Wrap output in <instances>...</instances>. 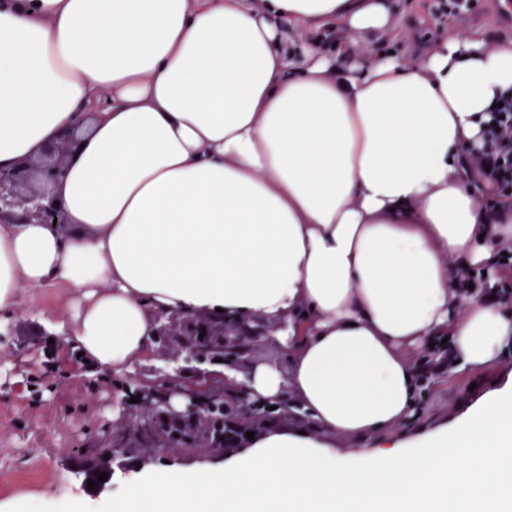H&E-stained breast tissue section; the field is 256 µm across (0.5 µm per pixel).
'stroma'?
Returning a JSON list of instances; mask_svg holds the SVG:
<instances>
[{
    "label": "stroma",
    "mask_w": 512,
    "mask_h": 512,
    "mask_svg": "<svg viewBox=\"0 0 512 512\" xmlns=\"http://www.w3.org/2000/svg\"><path fill=\"white\" fill-rule=\"evenodd\" d=\"M395 5L405 30L435 34L491 27L512 35V22L501 18L512 0H475L470 12L450 20L438 17V0H395ZM71 295L61 282L21 289L14 311L0 319V503L15 502L23 512H113V500L145 468L220 466L221 448H153L116 459L106 489H89L104 449L112 445L115 398L135 382H156L163 353L150 346L148 355L120 376L85 363L62 333L45 327L46 321L65 320ZM45 374L49 385L31 389L32 379ZM511 378V349L485 370L446 371L393 435L453 423Z\"/></svg>",
    "instance_id": "obj_1"
}]
</instances>
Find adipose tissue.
Segmentation results:
<instances>
[{
  "mask_svg": "<svg viewBox=\"0 0 512 512\" xmlns=\"http://www.w3.org/2000/svg\"><path fill=\"white\" fill-rule=\"evenodd\" d=\"M393 25L391 0H0V168L84 127L48 187L65 232L0 224V314L65 283L58 331L117 375L161 313L301 321L277 334L286 369L235 379L289 393L315 433L146 475L113 512H512V382L389 436L415 406L409 348L446 336L477 370L512 347L493 288L455 292L512 248V198L468 164L512 39L451 34L411 61L332 36Z\"/></svg>",
  "mask_w": 512,
  "mask_h": 512,
  "instance_id": "1",
  "label": "adipose tissue"
}]
</instances>
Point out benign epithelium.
Segmentation results:
<instances>
[{"instance_id":"7a95c632","label":"benign epithelium","mask_w":512,"mask_h":512,"mask_svg":"<svg viewBox=\"0 0 512 512\" xmlns=\"http://www.w3.org/2000/svg\"><path fill=\"white\" fill-rule=\"evenodd\" d=\"M75 143V133L66 132L50 143L43 160L33 163L23 161L10 169L0 168V222L16 220L31 221L36 224L56 225L64 229V217L60 208L54 206L42 186L52 181L61 172L63 161ZM221 326L212 328V320L183 316L181 322L193 330V335L203 336L192 348H182L179 352L164 358V365L159 368L161 382L167 393L179 392L189 398L187 410L181 417L195 418L208 409L216 397L207 389L203 381L212 377L224 376V370L242 371L251 362V354L242 357L224 359V350L236 344L237 337L250 336L252 346H277L274 334L261 322L251 323L233 316H221ZM192 373L201 385L187 389L181 385L184 372Z\"/></svg>"}]
</instances>
